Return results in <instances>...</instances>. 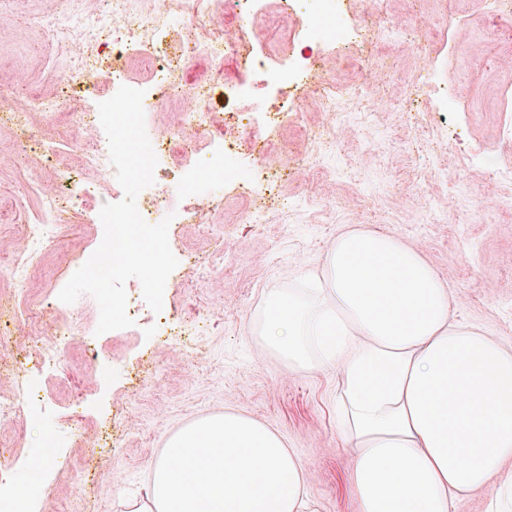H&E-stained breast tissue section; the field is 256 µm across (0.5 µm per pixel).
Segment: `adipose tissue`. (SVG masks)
Listing matches in <instances>:
<instances>
[{
    "mask_svg": "<svg viewBox=\"0 0 512 512\" xmlns=\"http://www.w3.org/2000/svg\"><path fill=\"white\" fill-rule=\"evenodd\" d=\"M453 291L398 236L350 228L321 276L264 297L262 352L333 370L358 512H453L494 486L512 512V345L458 321ZM283 438L233 413L175 435L131 512H316Z\"/></svg>",
    "mask_w": 512,
    "mask_h": 512,
    "instance_id": "ef3b65f1",
    "label": "adipose tissue"
}]
</instances>
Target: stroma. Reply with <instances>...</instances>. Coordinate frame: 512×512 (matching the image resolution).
Wrapping results in <instances>:
<instances>
[{
  "mask_svg": "<svg viewBox=\"0 0 512 512\" xmlns=\"http://www.w3.org/2000/svg\"><path fill=\"white\" fill-rule=\"evenodd\" d=\"M317 0H297L282 12L280 0H261L276 21L262 48L271 63L285 50L300 51L302 26ZM63 0H0V83L13 86L6 111L19 110L28 92L58 94L59 57L90 60L93 85L70 81L68 101L55 116L33 112V127H50L63 141L53 159L26 142L20 130L0 124V301L36 308L56 299L103 238L89 218L80 232L31 255L28 276L15 283L3 270L27 241L41 198L57 186L59 169L82 166L80 144L94 131L74 129L70 116L111 98L116 73L150 84V58L177 40L163 32L157 45L131 47L119 62L90 48L46 41L42 16ZM393 24L422 28L421 42L392 39L368 30L358 56L325 52L326 77L343 87L367 75L374 63L390 68L387 80L362 98L336 102L341 123L322 111L315 89L283 87L259 94V111L246 112L233 92L215 90L216 119L223 128L262 121L287 98L293 110L281 118L267 153L255 166L228 161L208 197L183 176L180 147H171L156 170L159 185L175 184V207L184 223L169 227L178 265L164 292L167 319L145 303L138 280L126 291L135 302L131 327L97 334L99 308L88 295L58 306L77 313L75 334L61 367L41 368L37 348L50 331L44 318L0 324V395L25 381L30 410L0 417V468L15 484L35 450V427L54 433L59 448L46 467L37 512H128L143 500L150 470L168 441L185 426L231 410L281 434L309 474L308 494L317 512H357L348 486L353 452L336 424L341 392L333 372H289L276 354L258 357L249 334L263 295L302 275H318L330 243L352 226L397 235L414 245L458 297V319L512 343V210L495 209L512 194V177L498 166L512 163V139H504L502 94L512 89V14L491 15L483 0H381ZM445 48L435 67L454 108L435 109L417 92L423 47ZM330 129L336 149L308 161L313 136ZM273 174L264 194L265 221L249 223L252 197L238 185L255 169ZM458 173L459 185L448 183ZM208 221L196 223V210Z\"/></svg>",
  "mask_w": 512,
  "mask_h": 512,
  "instance_id": "35a3bbf8",
  "label": "stroma"
}]
</instances>
